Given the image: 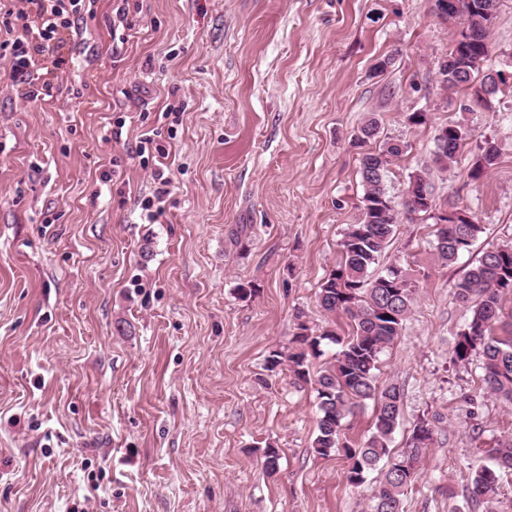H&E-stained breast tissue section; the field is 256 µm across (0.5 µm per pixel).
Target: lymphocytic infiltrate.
<instances>
[{
    "instance_id": "lymphocytic-infiltrate-1",
    "label": "lymphocytic infiltrate",
    "mask_w": 512,
    "mask_h": 512,
    "mask_svg": "<svg viewBox=\"0 0 512 512\" xmlns=\"http://www.w3.org/2000/svg\"><path fill=\"white\" fill-rule=\"evenodd\" d=\"M93 12L88 0H13L0 11V61L15 94L29 102L57 100L55 73L78 62L77 26Z\"/></svg>"
}]
</instances>
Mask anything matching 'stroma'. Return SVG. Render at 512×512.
Here are the masks:
<instances>
[{
    "instance_id": "stroma-1",
    "label": "stroma",
    "mask_w": 512,
    "mask_h": 512,
    "mask_svg": "<svg viewBox=\"0 0 512 512\" xmlns=\"http://www.w3.org/2000/svg\"><path fill=\"white\" fill-rule=\"evenodd\" d=\"M134 2L125 42L112 38L114 0L80 23L96 76L82 97L73 68L41 104L0 68V512H369L375 475L348 486L342 454H314V391L265 359L287 347L297 312L328 321L317 292L360 218L355 134L372 115L409 144L387 181L395 202L425 168L432 211L484 227L443 267L433 220L400 212L378 264L418 286L376 373L403 393L392 452L423 414L444 417L405 512H512L511 473L496 504L466 493L480 442L512 432V405L485 392L480 356L451 359L468 317L454 281L512 243V83L464 114L466 91L443 90L436 67L459 26L430 0ZM486 66L512 74V0H498ZM169 103L182 116L151 224L141 201L154 184L134 154L145 130L166 133ZM412 112L427 123L409 124ZM464 117L470 143L441 170L434 139ZM487 138L499 160L471 179Z\"/></svg>"
}]
</instances>
